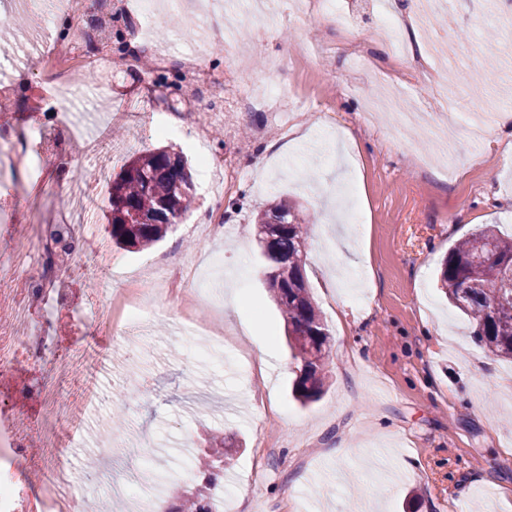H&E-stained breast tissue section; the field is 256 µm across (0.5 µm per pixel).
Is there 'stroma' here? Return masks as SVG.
Instances as JSON below:
<instances>
[{
  "label": "stroma",
  "mask_w": 512,
  "mask_h": 512,
  "mask_svg": "<svg viewBox=\"0 0 512 512\" xmlns=\"http://www.w3.org/2000/svg\"><path fill=\"white\" fill-rule=\"evenodd\" d=\"M87 0L81 17L46 0H0V17L27 24L0 40V99L14 115L50 129L42 162L60 182L95 175L102 190L88 223L73 233L85 254L108 239L112 182L145 151L182 153L195 185L191 213L153 250L113 249L117 269L148 277L152 261L170 254L195 265L206 285L200 318L220 321L223 347L200 359L204 337L178 333L163 303L152 308L147 340L112 350L103 329L61 316L60 335L94 344L103 356L91 382L81 426L71 428L73 468L110 448L114 470L156 467L174 473L185 447L201 448L209 434L239 443L224 463V512H359L363 502L386 512H512V361L489 354L471 336L464 314L437 286L449 247L478 225L512 237V138L475 143L459 135L451 154L471 158L467 169L435 165L420 176L427 147L419 130L391 128L369 116L382 84L357 71L339 49L337 25L300 11L295 0H274L275 25L253 16L245 47L225 43L199 26L188 9L161 10L149 39L141 37L142 0ZM407 27L408 49L439 50L443 79L457 86L448 104L423 81L407 89L417 109L467 116L472 89L512 85L495 26L483 0H446L444 16L419 27L417 0H390ZM377 66L392 70L373 0H344ZM111 12L113 34L127 49L111 64L71 70L56 105H49L31 61L67 42L73 28L90 30ZM322 47L294 59L297 44ZM198 56L224 81L220 96H197L182 79L181 60ZM276 89L278 115L250 109L248 96ZM207 120L210 137L198 148L193 118ZM111 143L116 157L83 150V141ZM235 156L238 175L223 200L200 167ZM286 198L319 239L307 240L305 275L330 336L332 362L319 398L294 396L296 364L286 329L266 287V262L254 235L257 216ZM44 197L27 196L14 179H0V261L8 260L10 228L27 223ZM230 235L201 236L214 205ZM239 307L227 306L231 283ZM253 332L241 334L243 322ZM133 447H109L115 431Z\"/></svg>",
  "instance_id": "35a3bbf8"
}]
</instances>
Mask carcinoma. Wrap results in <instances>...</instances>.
Returning <instances> with one entry per match:
<instances>
[{
    "instance_id": "obj_1",
    "label": "carcinoma",
    "mask_w": 512,
    "mask_h": 512,
    "mask_svg": "<svg viewBox=\"0 0 512 512\" xmlns=\"http://www.w3.org/2000/svg\"><path fill=\"white\" fill-rule=\"evenodd\" d=\"M194 198L181 155L157 150L131 158L112 184V241L128 251L151 247L191 211ZM263 217L282 223V230L271 229V240L263 247L269 262L266 284L287 324L298 371L295 394L305 404L322 393V372L330 357L325 325L302 276L307 228L286 199L274 202ZM284 261L291 273L286 279L279 272ZM498 261L512 263V239L483 225L449 252L439 283L448 302L472 322L475 341L493 355L511 359L512 278L492 276Z\"/></svg>"
}]
</instances>
